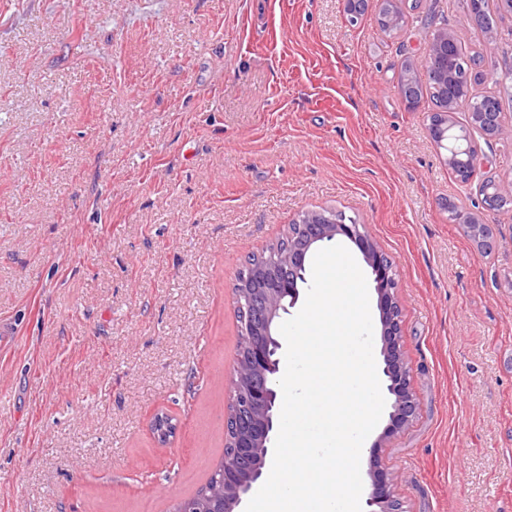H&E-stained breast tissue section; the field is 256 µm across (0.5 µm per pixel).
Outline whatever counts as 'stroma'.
<instances>
[{
	"mask_svg": "<svg viewBox=\"0 0 512 512\" xmlns=\"http://www.w3.org/2000/svg\"><path fill=\"white\" fill-rule=\"evenodd\" d=\"M0 0V512H174L224 452L232 286L304 211L391 259L420 406L361 472L406 512H512V209L484 212L398 78L432 14L493 92L512 15L465 0ZM484 215L477 247L442 204ZM177 423L168 447L155 411ZM382 22L385 31L398 29L404 23L402 4L404 0H379ZM394 30L392 33H396Z\"/></svg>",
	"mask_w": 512,
	"mask_h": 512,
	"instance_id": "stroma-1",
	"label": "stroma"
}]
</instances>
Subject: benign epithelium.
Masks as SVG:
<instances>
[{
  "label": "benign epithelium",
  "mask_w": 512,
  "mask_h": 512,
  "mask_svg": "<svg viewBox=\"0 0 512 512\" xmlns=\"http://www.w3.org/2000/svg\"><path fill=\"white\" fill-rule=\"evenodd\" d=\"M404 0H379L385 31L399 28L404 23ZM457 44L454 34L446 28L435 29L429 38L428 54L434 58L448 55ZM427 77L425 62H413L402 81L401 97L406 105L414 107L418 101L404 90L415 81ZM470 94L454 93L443 96L442 116L448 127L455 125L454 115L467 107ZM471 126L487 140L511 139L512 125H507L497 112L470 113ZM467 152L472 158L469 176H474L485 165L486 158L468 135H463ZM465 233L481 249L490 245L487 222L455 204ZM292 246L288 251L275 252L264 263L252 268L248 277L235 281L232 292L235 309L244 317V333L248 340L240 349L237 364L230 379L231 389L237 391L234 409L225 417V431L231 432L229 446L244 460V465L224 477V512H243L242 507L253 485L262 478L267 460L271 458L272 433L278 423V381L281 351L280 326L289 309L299 298L298 283L306 280L310 254L336 240L354 244L374 276L378 294L381 323L379 358L386 378V390L392 397L390 423L387 431L371 446L370 453L385 447V441L412 422L419 411L414 397L410 369L400 343L402 311L397 299L398 282L394 268L366 225L329 209L302 212L288 225ZM367 512H405L394 494L387 474H370L367 490Z\"/></svg>",
  "instance_id": "benign-epithelium-1"
}]
</instances>
